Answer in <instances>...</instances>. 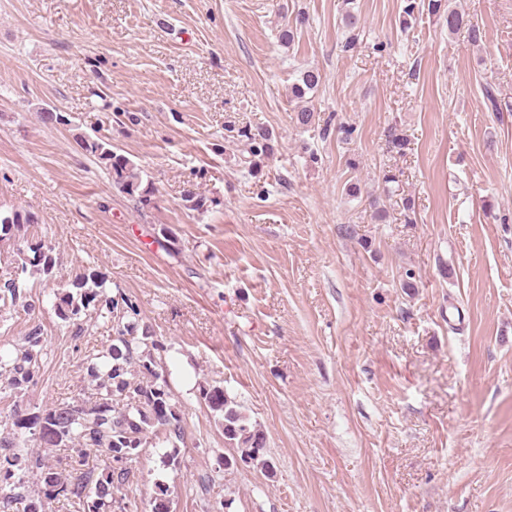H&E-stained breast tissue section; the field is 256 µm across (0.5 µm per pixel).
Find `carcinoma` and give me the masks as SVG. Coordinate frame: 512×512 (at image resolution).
Returning a JSON list of instances; mask_svg holds the SVG:
<instances>
[{
  "label": "carcinoma",
  "mask_w": 512,
  "mask_h": 512,
  "mask_svg": "<svg viewBox=\"0 0 512 512\" xmlns=\"http://www.w3.org/2000/svg\"><path fill=\"white\" fill-rule=\"evenodd\" d=\"M444 18L448 34L466 30L473 44L484 38L483 29L464 14L449 7L447 0H407L403 13L414 12ZM347 35L343 44L350 51L359 43L358 18L352 13L344 17ZM321 82V73L310 67L304 69L291 87L292 98L297 101L296 122L307 127L315 121L314 107L308 94ZM246 139L245 151L251 156L249 165L256 167V158L273 150L272 134L266 129L242 131ZM81 147L104 166L112 184L121 192L138 197L142 205L151 203L150 191L141 188L138 168L123 154L112 150L105 141H81ZM38 215L26 209L0 208V240L16 238V272L0 278V317L20 306L39 299L19 277L31 269L50 282L55 279L58 261L55 245L42 237H28L27 229L38 223ZM105 282L94 272L74 276L70 286L76 293L67 292L60 297L57 315L64 322L67 333L78 339L88 330L92 316H107L113 331V344L104 360L88 368L87 385L80 388L82 404L61 403L34 416V422L44 423L40 444L45 448H72L78 453L75 464L82 466L86 450L102 448L116 461L125 465L108 469L96 477L93 471L81 472L74 479L62 476L58 467L39 453L25 449V440L19 435L24 424L18 422L20 401H13L8 410L0 411V448L9 453L0 456V487H25V475L32 476L37 492L27 495L29 512H45L44 500L64 495L82 501L88 512H108L114 491L130 486L135 477L134 464L142 448L151 439L156 444L176 443L184 440V418L172 403L171 391L159 373L154 351L158 349L153 332L140 326L137 299L124 293L112 297L102 291ZM44 328L33 323L21 345L12 353H0V389L15 396L24 394L37 385L43 369L42 354ZM200 398L223 417L224 445L234 451L224 458L227 469L242 460L266 474L273 473L274 464L268 458L267 436L253 422L226 389L203 387Z\"/></svg>",
  "instance_id": "carcinoma-1"
}]
</instances>
